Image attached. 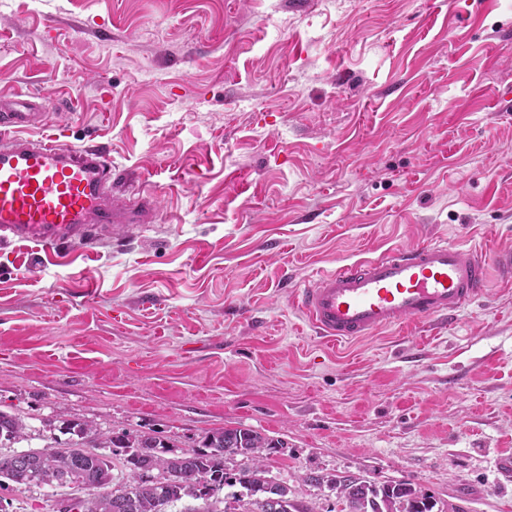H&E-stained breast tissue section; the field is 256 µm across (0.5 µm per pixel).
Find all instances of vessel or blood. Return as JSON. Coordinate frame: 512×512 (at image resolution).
Returning <instances> with one entry per match:
<instances>
[{
	"instance_id": "vessel-or-blood-1",
	"label": "vessel or blood",
	"mask_w": 512,
	"mask_h": 512,
	"mask_svg": "<svg viewBox=\"0 0 512 512\" xmlns=\"http://www.w3.org/2000/svg\"><path fill=\"white\" fill-rule=\"evenodd\" d=\"M39 113L0 102V240L55 252L82 250L97 225L111 223L112 188L132 183L103 150L55 136L24 137ZM512 287V246L491 250L445 242L401 248L342 265L297 284L293 302L320 337L349 343L396 326L454 317L489 294Z\"/></svg>"
}]
</instances>
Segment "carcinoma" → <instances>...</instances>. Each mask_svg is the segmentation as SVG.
I'll return each mask as SVG.
<instances>
[{"label": "carcinoma", "mask_w": 512, "mask_h": 512, "mask_svg": "<svg viewBox=\"0 0 512 512\" xmlns=\"http://www.w3.org/2000/svg\"><path fill=\"white\" fill-rule=\"evenodd\" d=\"M61 430L69 435L67 447L44 446L16 453L23 467L35 464L53 486L54 477L65 474L69 481L85 486L89 497L82 512H173L184 498L203 502L194 512H263L266 498L277 495L288 500V486L267 476L264 460L276 443L244 426L220 427L206 433L198 447L176 453L163 440L150 435L113 433L99 438L81 419L62 422ZM28 438L27 424L18 415L0 411V447ZM111 449V454L100 452ZM246 458L248 463L228 464L224 449ZM121 455L115 465L112 455ZM167 469L173 478L163 483H144L139 471L155 467ZM120 469L119 475L113 470ZM344 504L342 512H444L435 510L436 501L411 483L376 485L364 481L349 489L340 476L325 480ZM11 484L20 489L27 485L24 470L0 468V487ZM231 489L219 498L215 491ZM224 509H218L219 503Z\"/></svg>", "instance_id": "obj_1"}]
</instances>
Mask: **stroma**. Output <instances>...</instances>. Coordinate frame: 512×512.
Here are the masks:
<instances>
[{"label":"stroma","mask_w":512,"mask_h":512,"mask_svg":"<svg viewBox=\"0 0 512 512\" xmlns=\"http://www.w3.org/2000/svg\"><path fill=\"white\" fill-rule=\"evenodd\" d=\"M98 144L144 189L59 256L0 241V409L178 449L243 425L305 512L304 474L411 482L439 507L512 512V289L448 327L336 345L298 280L431 239L512 244V0H7L0 99ZM65 487L0 489L55 512Z\"/></svg>","instance_id":"obj_1"}]
</instances>
